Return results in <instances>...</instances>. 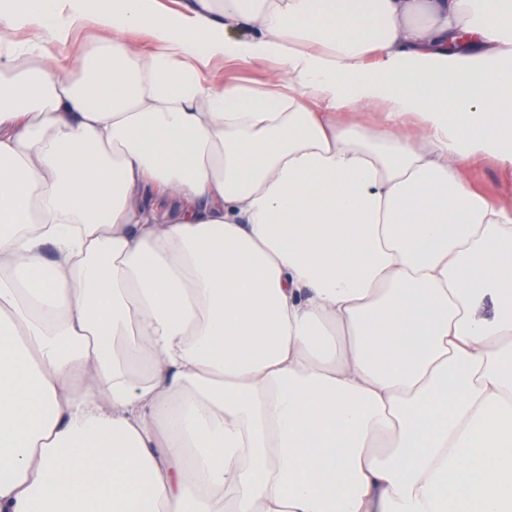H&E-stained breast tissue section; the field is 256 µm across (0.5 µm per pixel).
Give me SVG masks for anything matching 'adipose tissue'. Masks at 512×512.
Instances as JSON below:
<instances>
[{
	"instance_id": "obj_1",
	"label": "adipose tissue",
	"mask_w": 512,
	"mask_h": 512,
	"mask_svg": "<svg viewBox=\"0 0 512 512\" xmlns=\"http://www.w3.org/2000/svg\"><path fill=\"white\" fill-rule=\"evenodd\" d=\"M65 12L88 79L0 80V512H512V209L461 177L512 166V0H17L0 51ZM212 72L221 82H236L252 88L260 87L268 75L267 67L259 64L242 65L234 62L224 64V61H215L212 64ZM386 104L380 103L372 107L359 109L356 112H343L341 118L346 122H354L364 127L378 125L383 120V112H387Z\"/></svg>"
}]
</instances>
